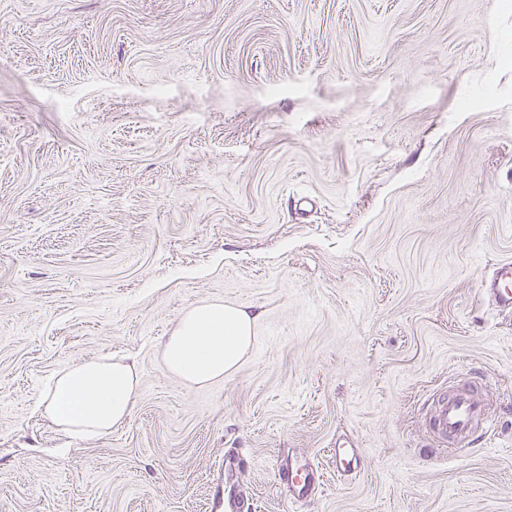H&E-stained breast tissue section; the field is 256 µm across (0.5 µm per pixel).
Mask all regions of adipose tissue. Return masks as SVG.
I'll list each match as a JSON object with an SVG mask.
<instances>
[{"instance_id":"adipose-tissue-1","label":"adipose tissue","mask_w":512,"mask_h":512,"mask_svg":"<svg viewBox=\"0 0 512 512\" xmlns=\"http://www.w3.org/2000/svg\"><path fill=\"white\" fill-rule=\"evenodd\" d=\"M253 322L246 310L220 301L194 305L163 344L166 371L198 386L224 378L251 348ZM138 384L134 364L100 357L59 374L46 411L71 435L100 436L129 417Z\"/></svg>"}]
</instances>
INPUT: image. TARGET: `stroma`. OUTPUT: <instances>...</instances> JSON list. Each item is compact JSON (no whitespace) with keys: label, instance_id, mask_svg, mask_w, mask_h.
I'll use <instances>...</instances> for the list:
<instances>
[{"label":"stroma","instance_id":"obj_1","mask_svg":"<svg viewBox=\"0 0 512 512\" xmlns=\"http://www.w3.org/2000/svg\"><path fill=\"white\" fill-rule=\"evenodd\" d=\"M505 261L512 0H0V512H512ZM211 299L256 344L191 387ZM100 356L131 416L71 436L46 384ZM463 384L497 427L437 446ZM485 294L499 311H512V262H504L497 268L495 278L487 282ZM255 316L221 301L191 307L162 347L166 371L203 386L233 372L253 343ZM314 470L305 467V472L296 471L294 475L293 469L288 467V482L292 485L294 494L298 498L308 496L314 489Z\"/></svg>","mask_w":512,"mask_h":512}]
</instances>
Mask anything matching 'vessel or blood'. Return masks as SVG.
<instances>
[{"label": "vessel or blood", "instance_id": "vessel-or-blood-1", "mask_svg": "<svg viewBox=\"0 0 512 512\" xmlns=\"http://www.w3.org/2000/svg\"><path fill=\"white\" fill-rule=\"evenodd\" d=\"M485 294L501 311H512V262L501 263L495 278L487 282ZM495 420L489 415L480 395L454 392L440 400L435 410L432 429L441 442L465 447L474 435H488Z\"/></svg>", "mask_w": 512, "mask_h": 512}]
</instances>
